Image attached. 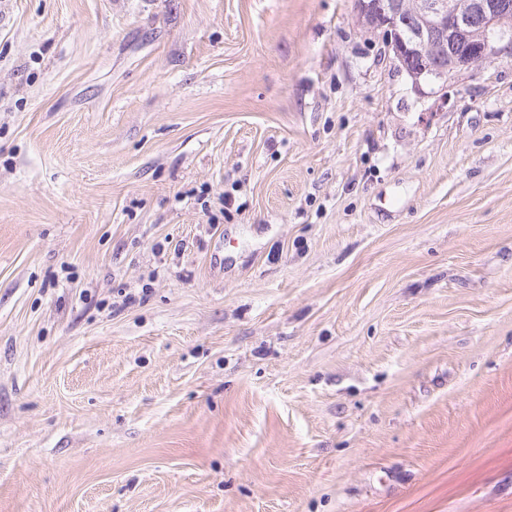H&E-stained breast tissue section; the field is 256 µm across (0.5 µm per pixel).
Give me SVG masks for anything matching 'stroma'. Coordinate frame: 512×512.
Returning <instances> with one entry per match:
<instances>
[{
    "instance_id": "stroma-1",
    "label": "stroma",
    "mask_w": 512,
    "mask_h": 512,
    "mask_svg": "<svg viewBox=\"0 0 512 512\" xmlns=\"http://www.w3.org/2000/svg\"><path fill=\"white\" fill-rule=\"evenodd\" d=\"M0 11V512H512V58L443 97L353 0Z\"/></svg>"
}]
</instances>
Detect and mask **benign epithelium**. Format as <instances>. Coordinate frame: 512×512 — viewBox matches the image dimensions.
<instances>
[{
    "instance_id": "7a95c632",
    "label": "benign epithelium",
    "mask_w": 512,
    "mask_h": 512,
    "mask_svg": "<svg viewBox=\"0 0 512 512\" xmlns=\"http://www.w3.org/2000/svg\"><path fill=\"white\" fill-rule=\"evenodd\" d=\"M353 4L363 25L395 34L388 49L420 92L432 85L442 91L461 73L492 58L512 56V36L497 0H353ZM476 16L482 20L478 40L470 52L461 54L453 41L470 35ZM436 34L440 40L435 43Z\"/></svg>"
}]
</instances>
